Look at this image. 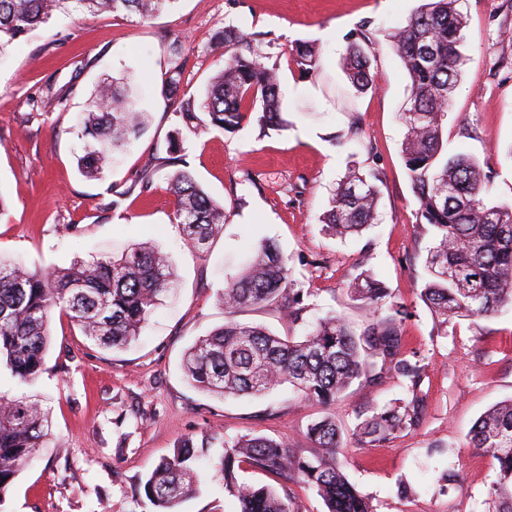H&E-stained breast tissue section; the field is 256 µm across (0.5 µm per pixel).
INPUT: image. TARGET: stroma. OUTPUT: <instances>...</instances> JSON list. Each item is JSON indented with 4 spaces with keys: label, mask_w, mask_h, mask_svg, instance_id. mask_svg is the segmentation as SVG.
<instances>
[{
    "label": "stroma",
    "mask_w": 512,
    "mask_h": 512,
    "mask_svg": "<svg viewBox=\"0 0 512 512\" xmlns=\"http://www.w3.org/2000/svg\"><path fill=\"white\" fill-rule=\"evenodd\" d=\"M421 0H178L174 9L135 14H56L13 41L0 57V260L29 268L66 267L146 243L173 261L175 282L130 345L106 350L54 313L44 370L31 387L0 375V396L24 397L51 421L53 437L0 495V512H153L139 489L163 456L185 438L245 434L286 439L303 456L315 448L307 427L334 416L342 430L338 460L373 512H492L498 464L471 447L473 423L512 397V309L488 318L453 317L439 329L420 298L429 235L415 222L404 166L407 97L400 61L384 35ZM466 17L462 78L448 112L452 146L493 175L487 204L512 201V0H462ZM371 21L379 41L370 53L372 89L357 92L346 72V34ZM233 25L260 36L281 75L286 126L260 131L255 118L239 130L189 134L190 170L223 203L226 223L204 251L190 249L174 223L165 176L150 191L135 183L149 155H165L179 124L177 98L202 99L221 65L215 34ZM318 45L322 67L301 76L296 41ZM182 79L164 92L171 59ZM146 112L144 134L113 156L104 177L82 175L80 123L94 90L114 79ZM359 122L358 136L349 133ZM382 175L378 220L361 235L337 238L321 217L349 168ZM120 199L112 208V199ZM274 241L305 310L292 322L271 307L237 313L282 336H304L325 313L355 330L370 319L348 285L362 271L382 281L403 305L405 350L424 365L421 421L384 447H363L352 433L369 405L406 393L389 373L355 382L335 403L300 398L289 386L226 400L198 391L183 368L186 350L224 322L217 300L226 274L256 242ZM221 447L195 463L197 494L178 512H235L218 466Z\"/></svg>",
    "instance_id": "stroma-1"
}]
</instances>
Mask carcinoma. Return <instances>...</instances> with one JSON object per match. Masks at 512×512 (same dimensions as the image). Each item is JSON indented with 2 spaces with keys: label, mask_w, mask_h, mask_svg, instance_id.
I'll return each mask as SVG.
<instances>
[{
  "label": "carcinoma",
  "mask_w": 512,
  "mask_h": 512,
  "mask_svg": "<svg viewBox=\"0 0 512 512\" xmlns=\"http://www.w3.org/2000/svg\"><path fill=\"white\" fill-rule=\"evenodd\" d=\"M178 0H0V54L15 40L47 23L60 11L134 13L150 17ZM459 0H423L406 23L389 34L407 78L408 102L399 119L405 127L402 153L416 200V224L432 236L425 261L427 278L421 299L439 326L455 316L486 318L512 308V203L487 206L490 176L479 161L458 150L448 151V109L461 79L464 16ZM364 21L347 34L345 64L360 93L373 86L369 52L377 39ZM212 50L224 57L201 102L181 99L175 113L191 132H233L249 113L262 130L282 125L280 76L269 64L263 43L228 25L216 33ZM292 59L299 74L320 67V50L309 41L295 43ZM145 116L133 111L125 95L100 87L82 122L85 176L97 178L111 165L116 150L139 139ZM178 138L169 140L167 156H151L140 182L150 190L164 167L169 191L176 199L174 220L189 246L202 250L226 220L224 204L195 179L183 158ZM380 174L374 169L348 170L336 187L322 223L344 238L360 234L377 221ZM168 256L151 246H137L119 258L76 261L68 267L30 270L21 264L0 266V363L21 384H33L43 371L50 344L51 315L66 313L98 346L117 349L138 335L142 324L170 288ZM350 293L373 309L369 323L356 333L341 316L316 320L303 340L279 336L262 326L238 322L237 311L274 306L288 318H300L303 289L293 288L288 262L271 240L253 247L250 261L225 278L219 300L227 319L190 347L184 371L196 389L219 397L256 396L289 384L307 400L330 405L352 383L376 370L393 371L409 381L406 395L386 406H371L359 416L354 435L363 446L383 447L415 428L423 413L419 393L424 366L405 356L402 310L387 303L389 294L368 272L352 282ZM389 313L378 314L383 306ZM49 436L44 413L33 402L0 399V495L29 464ZM316 454L293 453L283 439L244 435L228 443L204 435L186 438L162 458L142 483L157 512H174L197 490L193 461L198 449L221 443L224 491L238 502L237 512H291L278 490L240 484L235 464L270 471L285 481L298 479L313 488L327 512H372L369 499L351 484L337 459L341 429L324 416L309 425ZM472 447L498 463L491 488L495 512H512V398L481 416L470 434Z\"/></svg>",
  "instance_id": "carcinoma-1"
}]
</instances>
